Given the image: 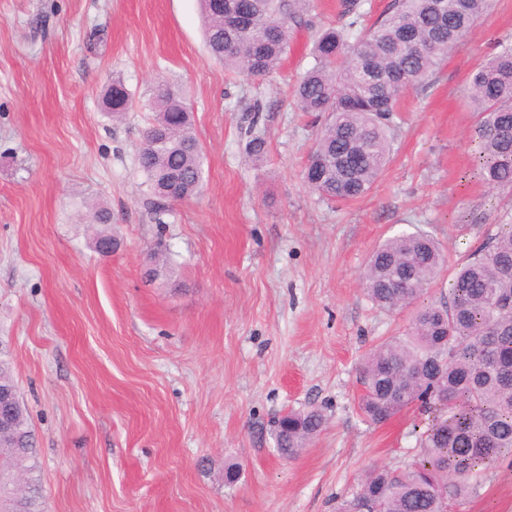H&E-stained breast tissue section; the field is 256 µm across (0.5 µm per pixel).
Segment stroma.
Listing matches in <instances>:
<instances>
[{"label":"stroma","instance_id":"obj_1","mask_svg":"<svg viewBox=\"0 0 512 512\" xmlns=\"http://www.w3.org/2000/svg\"><path fill=\"white\" fill-rule=\"evenodd\" d=\"M340 11L312 0L310 26L253 80L210 57L198 0H0V346L46 512H337L364 471L411 462L424 419L375 424L358 399L361 359L412 312L374 307L360 277L381 242L420 230L445 251L424 296L440 300L512 222V191L479 178L466 94L512 41V0L404 94L382 175L337 205L303 177L316 129L294 86ZM117 78L132 102L116 120L103 95ZM159 81L184 91L203 187L158 212L136 155ZM90 203L112 213L111 256L80 219ZM159 244L167 268L152 278ZM310 408L325 425L280 458L271 420ZM457 512H512V467Z\"/></svg>","mask_w":512,"mask_h":512}]
</instances>
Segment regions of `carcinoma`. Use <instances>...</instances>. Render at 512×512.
Returning <instances> with one entry per match:
<instances>
[{"instance_id": "obj_1", "label": "carcinoma", "mask_w": 512, "mask_h": 512, "mask_svg": "<svg viewBox=\"0 0 512 512\" xmlns=\"http://www.w3.org/2000/svg\"><path fill=\"white\" fill-rule=\"evenodd\" d=\"M227 0H200L208 52L234 74L264 77L288 51V32L307 27L309 0H238L254 13L249 29L228 28ZM494 0H392L376 28L347 50L361 18L360 0H341L348 23L324 28L314 40L313 65L300 78V111L318 123L304 168L307 184L332 203L366 195L391 154L389 129L401 95L424 79ZM468 99L477 114L473 141L479 175L490 189L512 188V42L472 74ZM119 117L130 107L125 85L114 80L104 95ZM157 117L138 150L150 204L169 189L181 200L201 187L202 154L182 96L169 83L153 90ZM442 248L430 235L402 232L371 255L362 276L367 298L384 310L416 306L409 331L365 355L360 380L362 413L384 424L408 407L430 418L416 440V460L397 472L375 467L340 512H448L478 494L486 473L512 466V224L500 225L473 259L456 271L448 300L418 304L443 271ZM14 426L0 433V474L29 475L24 487L0 489L11 512H45L38 485L35 437L25 408L0 397ZM287 426L272 431L279 457H297L324 425L317 409L290 410Z\"/></svg>"}]
</instances>
